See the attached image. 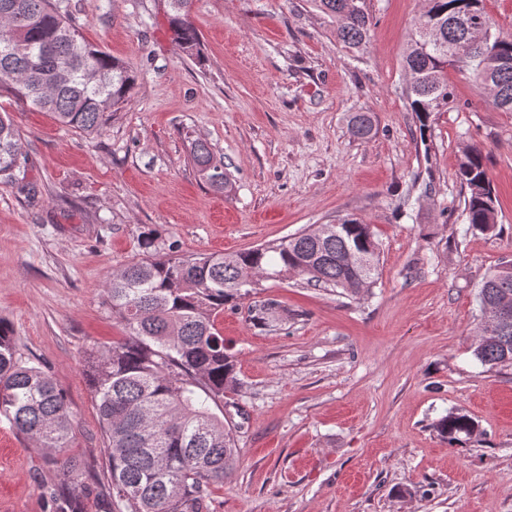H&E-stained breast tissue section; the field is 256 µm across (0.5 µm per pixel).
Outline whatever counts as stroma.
Listing matches in <instances>:
<instances>
[{"instance_id":"35a3bbf8","label":"stroma","mask_w":512,"mask_h":512,"mask_svg":"<svg viewBox=\"0 0 512 512\" xmlns=\"http://www.w3.org/2000/svg\"><path fill=\"white\" fill-rule=\"evenodd\" d=\"M64 3L137 82L91 134L0 96L31 187L0 183V322L66 395L85 512L108 487L85 358L126 334L103 289L142 237L160 255L229 253L346 218L379 244L367 292L264 280L218 319L237 358L238 456L209 512H512V366L471 351L478 288L512 258V112L452 69V102L420 132L404 54L423 0H367L358 55L309 0H192L197 61L172 36L169 0ZM355 112L371 114V139L349 134ZM194 139L223 159L226 192L199 179ZM472 144L498 200L493 233L466 228L457 170ZM267 299L279 318L264 330L249 308ZM452 411L479 436L449 446L434 425ZM57 480L0 417V512H52Z\"/></svg>"}]
</instances>
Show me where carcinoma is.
<instances>
[{
    "label": "carcinoma",
    "mask_w": 512,
    "mask_h": 512,
    "mask_svg": "<svg viewBox=\"0 0 512 512\" xmlns=\"http://www.w3.org/2000/svg\"><path fill=\"white\" fill-rule=\"evenodd\" d=\"M174 40L190 58L200 57V33L191 0H171ZM336 24V38L353 53L366 48L372 16L366 0H310ZM489 18L484 0H425L410 34L405 69L411 76L410 111L420 131L436 112L448 111V44L465 37ZM0 93L49 113L58 123L82 132H101L109 109L124 104L135 85L129 63L87 42L81 26L60 0H0ZM441 24V42L423 39L421 26ZM23 50L18 52L16 47ZM496 52H476L461 70L480 85L498 89L494 106L512 112V36L495 33ZM95 71L91 82L87 72ZM67 78L58 81L60 73ZM353 137L372 136L366 113L349 121ZM21 135L10 113H0V181L30 190L28 166L18 159ZM189 154L199 176L216 191L228 173L207 142H190ZM458 177L467 189L464 213L468 228L492 233L497 227V198L480 147L466 149ZM142 257L108 278L104 305L128 330L111 346L89 356L88 382L97 404L105 441L109 490L98 512H208L210 488L224 483L237 456L224 406L239 382L236 360L224 347L215 325L224 308L249 297L261 280L306 278L314 286L341 289L357 296L377 280L380 252L370 225L345 219L322 232L295 233L277 244L234 254L157 255L153 240L140 243ZM480 306L508 298L512 270L495 267L479 287ZM278 303L251 307V321L266 327ZM472 355L490 369L512 365V319L491 336H477ZM0 416L17 433L53 453L67 447L73 428L64 393L52 377L26 358L0 323ZM478 425L450 413L436 423L450 444L471 438ZM59 465L51 492L54 512H82L83 470L68 458Z\"/></svg>",
    "instance_id": "carcinoma-1"
}]
</instances>
